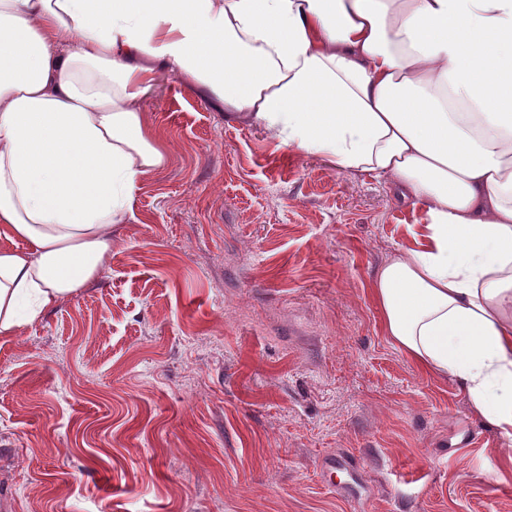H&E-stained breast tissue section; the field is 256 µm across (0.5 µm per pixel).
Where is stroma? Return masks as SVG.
<instances>
[{
	"label": "stroma",
	"instance_id": "obj_1",
	"mask_svg": "<svg viewBox=\"0 0 512 512\" xmlns=\"http://www.w3.org/2000/svg\"><path fill=\"white\" fill-rule=\"evenodd\" d=\"M168 142L101 278L0 339L9 512H512V441L383 335L374 272L422 214L174 74ZM357 467L328 487L327 457Z\"/></svg>",
	"mask_w": 512,
	"mask_h": 512
}]
</instances>
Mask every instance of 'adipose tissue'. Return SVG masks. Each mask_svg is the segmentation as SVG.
Segmentation results:
<instances>
[{"instance_id": "ef3b65f1", "label": "adipose tissue", "mask_w": 512, "mask_h": 512, "mask_svg": "<svg viewBox=\"0 0 512 512\" xmlns=\"http://www.w3.org/2000/svg\"><path fill=\"white\" fill-rule=\"evenodd\" d=\"M161 71L421 209L383 333L512 441V0H0L1 338L101 277L167 159Z\"/></svg>"}]
</instances>
